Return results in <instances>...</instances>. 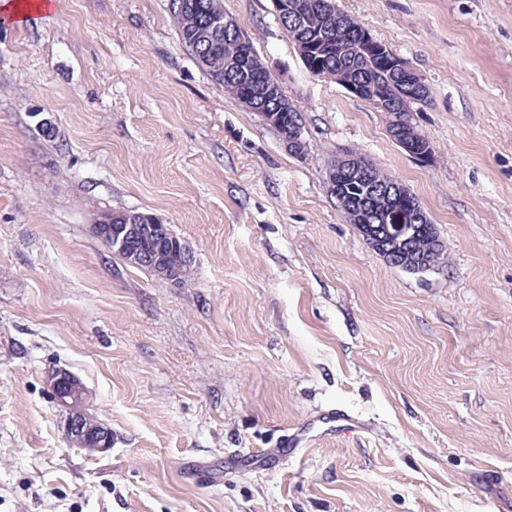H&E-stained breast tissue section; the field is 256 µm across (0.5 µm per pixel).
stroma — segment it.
Wrapping results in <instances>:
<instances>
[{
	"label": "stroma",
	"mask_w": 512,
	"mask_h": 512,
	"mask_svg": "<svg viewBox=\"0 0 512 512\" xmlns=\"http://www.w3.org/2000/svg\"><path fill=\"white\" fill-rule=\"evenodd\" d=\"M336 3L427 88L429 161L308 70L273 0L221 4L299 108L301 156L169 0L0 21V512H512V0ZM346 151L416 195L446 267L395 268L346 222ZM105 211L168 224L188 280L115 257ZM59 367L106 454L67 441ZM366 166L359 155L347 153L338 157L335 166L329 173V187L336 200H342L344 195L343 182L363 178ZM49 399L65 414V429L70 441L89 454L107 453L112 448V429L99 422L88 409L90 392L75 374L56 368L46 378ZM89 442V444H83Z\"/></svg>",
	"instance_id": "35a3bbf8"
}]
</instances>
